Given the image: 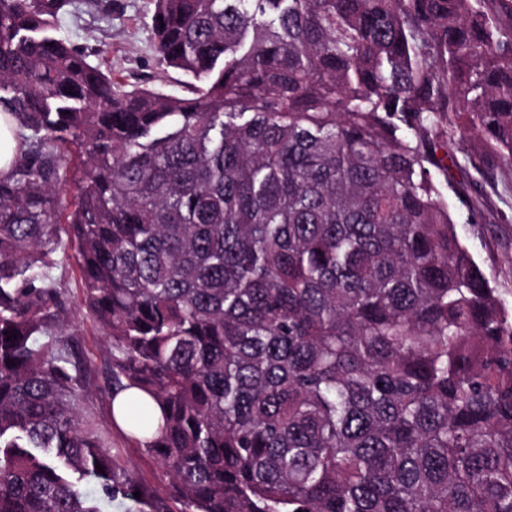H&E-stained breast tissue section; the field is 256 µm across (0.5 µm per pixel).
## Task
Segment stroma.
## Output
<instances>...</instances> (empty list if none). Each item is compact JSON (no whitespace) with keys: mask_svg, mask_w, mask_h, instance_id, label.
Returning <instances> with one entry per match:
<instances>
[{"mask_svg":"<svg viewBox=\"0 0 512 512\" xmlns=\"http://www.w3.org/2000/svg\"><path fill=\"white\" fill-rule=\"evenodd\" d=\"M110 12L79 10L60 21L61 33L78 47L92 52L93 59L113 78L129 85L160 86L179 92L176 73L163 72L153 47L150 0H111ZM455 179L471 178L482 185L498 220L472 231L462 225L466 244L472 249L495 284L508 290L512 304V189L502 183H486L473 167L453 170ZM63 292L70 322L67 328L77 357L91 376L90 392L80 399L78 410L94 417L112 453L125 466L132 480L165 491L168 480L159 463L131 447L122 433L113 428L106 403L109 384L110 344L103 329L87 314L73 251H66L54 271Z\"/></svg>","mask_w":512,"mask_h":512,"instance_id":"35a3bbf8","label":"stroma"}]
</instances>
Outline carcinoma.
Segmentation results:
<instances>
[{
	"mask_svg": "<svg viewBox=\"0 0 512 512\" xmlns=\"http://www.w3.org/2000/svg\"><path fill=\"white\" fill-rule=\"evenodd\" d=\"M151 3L177 94L0 0V512H512V307L438 179L469 132L512 178V0ZM69 246L166 494L77 411ZM5 119L9 121L12 127V119L5 113H0V173H6L9 165L13 159L15 152V141L12 138L11 132L5 123Z\"/></svg>",
	"mask_w": 512,
	"mask_h": 512,
	"instance_id": "obj_1",
	"label": "carcinoma"
}]
</instances>
